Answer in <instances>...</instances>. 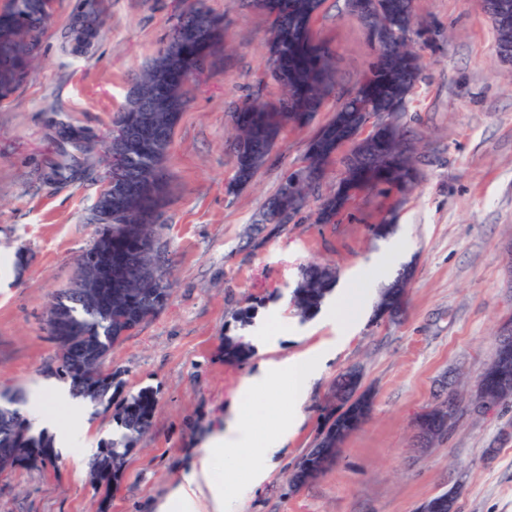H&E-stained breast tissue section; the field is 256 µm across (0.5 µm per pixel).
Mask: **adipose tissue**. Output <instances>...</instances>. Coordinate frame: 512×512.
Instances as JSON below:
<instances>
[{
  "label": "adipose tissue",
  "instance_id": "1",
  "mask_svg": "<svg viewBox=\"0 0 512 512\" xmlns=\"http://www.w3.org/2000/svg\"><path fill=\"white\" fill-rule=\"evenodd\" d=\"M369 292L366 281L340 289L324 316L325 324L347 330L364 316ZM332 357V348L324 347L289 360L263 363L256 373L245 377L225 426L205 435L195 460L157 504L156 512H231L235 502L232 477L239 455L258 462L252 482L260 484L265 467L285 448L301 423L299 407L311 381ZM286 384L292 387L293 408L280 416L272 433H262L259 426L271 414L266 396ZM26 412L34 428L53 432L61 450L88 445L96 436L82 404L53 382L35 389Z\"/></svg>",
  "mask_w": 512,
  "mask_h": 512
}]
</instances>
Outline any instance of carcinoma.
<instances>
[{"mask_svg": "<svg viewBox=\"0 0 512 512\" xmlns=\"http://www.w3.org/2000/svg\"><path fill=\"white\" fill-rule=\"evenodd\" d=\"M324 0H252L254 7L270 19L267 69L281 87L282 97L273 103L247 100L233 114L238 134L233 143L235 174L230 187L245 185L268 160L272 147L289 123L309 121L324 100L335 92L333 54L313 33V22ZM350 14L361 23L367 37L377 36V56L369 72L355 85L358 96L344 94L334 117L320 127L310 140L302 174L293 171L282 182L276 195L265 205L254 222L260 233L267 224L280 228L275 221L279 212L301 213L309 206L310 197L319 189L328 166L339 160L340 177L332 194L320 199L315 223L334 224L356 197L359 189L384 198L400 189L407 195L417 185V152L402 124L404 107L414 95L422 65L414 44L421 42L424 24H415L414 0H383L379 13L360 8L361 0H346ZM501 0H478V7L488 16L497 32V52L512 48V9L499 11ZM52 0H6L0 8V101L13 95L26 78L39 49V35L50 16ZM86 22L73 26L70 51L84 52L87 37L99 24L96 5L84 15ZM224 42V19L210 14L203 0H182V9L174 15L168 40L157 56L142 70L136 82L146 83L159 66L182 75L195 73L208 64L215 50ZM186 105L185 86H171L166 94L152 103L151 112H131L125 108L113 125L131 131L130 138L117 141L105 133L106 158L120 155L123 176H136L147 181L151 174L164 169L172 144L174 128ZM373 112H391L394 127L387 132L370 130L357 140L350 151L361 161L352 163L341 144L361 125L360 117ZM59 144V159L41 174L52 184H66L84 174L76 154L88 156L96 143L64 121L50 120ZM170 200L169 183L157 192L146 189L112 195V205L98 198L89 221L99 225L98 238L82 252L77 261L76 279L84 268L98 264L112 265V304L93 299H80L74 287L61 290L51 306H66V317L72 330L67 337L49 335L58 348L57 374L68 382L72 396L93 406H111L112 374L102 370L101 362H90L84 347H92L105 358L112 348L142 324L159 316L171 296L169 268L156 245V224ZM414 274L411 264L403 265L393 280L382 290L375 304L374 317L388 308L395 315L407 306V286ZM337 270L331 265L310 264L301 269L300 278L291 294V304L298 314H317L336 287ZM251 348L239 336L224 335V361L242 364L249 359ZM348 372L340 373L332 386V399L337 406L325 418L316 441L301 459L318 460L327 450L340 448L353 434L348 421L355 415H371L373 395L363 387L347 381ZM156 395L143 389L122 401L116 414L118 432L104 441L112 449V463L101 461L95 454L89 467L101 465V485L110 487L123 473L126 456L140 436L151 426ZM53 447L52 439L31 433V425L16 408L0 416V448H10L15 458L11 468L42 470L44 462L37 448Z\"/></svg>", "mask_w": 512, "mask_h": 512, "instance_id": "1", "label": "carcinoma"}]
</instances>
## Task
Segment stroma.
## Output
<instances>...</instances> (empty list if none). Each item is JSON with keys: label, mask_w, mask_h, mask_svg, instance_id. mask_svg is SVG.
<instances>
[{"label": "stroma", "mask_w": 512, "mask_h": 512, "mask_svg": "<svg viewBox=\"0 0 512 512\" xmlns=\"http://www.w3.org/2000/svg\"><path fill=\"white\" fill-rule=\"evenodd\" d=\"M103 20L83 54L70 32L84 0H54L39 58L0 104V255L24 251L23 269L0 268V389L29 395L56 375L57 348L45 330L55 294L72 283L78 256L96 237L88 221L102 190L94 172L57 187L39 174L55 154L47 124L59 118L93 133L108 131L137 74L164 46L172 0H98ZM224 20V47L190 85L165 161L172 193L156 229L170 263L166 310L108 355L123 382L119 396L148 387L157 396L151 429L129 453L117 488L92 484L88 469L60 456L57 469L0 474V512H153L189 466L206 429L221 425L242 380L270 359L287 360L328 340L321 317L301 318L289 303L301 266L329 262L341 281L367 271L385 241L371 228L386 201L359 196L336 224L303 213L287 230L248 227L288 172L299 166L319 126L334 116L329 97L313 122L291 124L265 165L237 193L228 143L232 114L249 96L276 99L264 79L270 21L250 0H205ZM417 15L440 31L424 54L423 79L403 121L419 145L421 179L394 212L396 237L415 265L404 314L364 318L336 345L301 410L303 422L283 456L252 486L242 461L238 512H416L431 496L461 485L457 512H512V403L474 409L476 382L493 361L499 325L512 319V288L501 260L512 240V62L499 61L497 34L476 0H415ZM316 39L334 53L336 87L369 71L375 49L346 0H325ZM250 296L255 318H276L285 338L272 353L253 350L242 365L224 360L225 335ZM374 392L367 423L344 443L335 466L300 491L290 467L312 447L336 375L349 367ZM453 382L460 410L447 434L418 447L415 416Z\"/></svg>", "instance_id": "35a3bbf8"}]
</instances>
